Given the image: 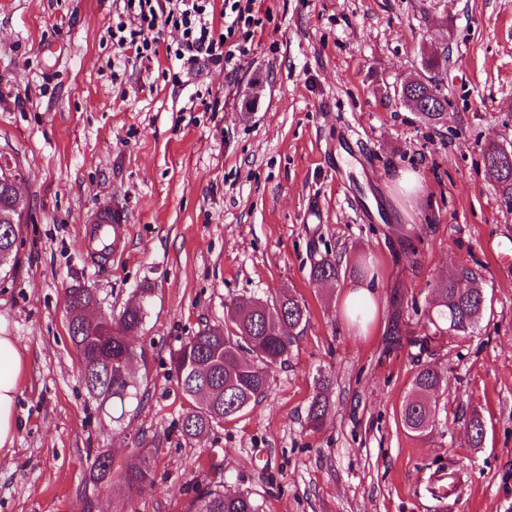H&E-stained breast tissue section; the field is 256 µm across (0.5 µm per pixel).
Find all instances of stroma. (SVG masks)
Wrapping results in <instances>:
<instances>
[{
	"instance_id": "obj_1",
	"label": "stroma",
	"mask_w": 512,
	"mask_h": 512,
	"mask_svg": "<svg viewBox=\"0 0 512 512\" xmlns=\"http://www.w3.org/2000/svg\"><path fill=\"white\" fill-rule=\"evenodd\" d=\"M266 29L237 72L206 62L173 84L165 57L112 70L113 0H0V155L22 173L17 261L0 279V327L22 355L18 431L0 457V512H186L222 484L263 512H512V207L487 173L489 143H512V0H262ZM447 50L442 123H422L401 87ZM210 94L216 112L184 105ZM349 137L355 155L330 149ZM408 171L424 192L407 215L389 198ZM108 201L130 232L123 259L90 266L83 226ZM375 266L368 332L343 314L349 269ZM336 284L312 281L322 257ZM469 268L493 300L471 336L421 343L433 286ZM96 292L104 313L146 300L133 341L136 398L101 408L81 377L65 291ZM292 290L309 309L290 358L238 418L190 439L171 359L242 295ZM406 333L388 346L393 316ZM420 365L448 377L432 432L400 406ZM330 408L311 428L319 379ZM479 411L483 447L466 421ZM147 452L155 482L94 490ZM454 467L447 501L428 474Z\"/></svg>"
}]
</instances>
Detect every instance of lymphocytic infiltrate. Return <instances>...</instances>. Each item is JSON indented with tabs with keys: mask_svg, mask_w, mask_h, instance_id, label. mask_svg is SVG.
Segmentation results:
<instances>
[{
	"mask_svg": "<svg viewBox=\"0 0 512 512\" xmlns=\"http://www.w3.org/2000/svg\"><path fill=\"white\" fill-rule=\"evenodd\" d=\"M116 21L109 26L113 65L130 58L152 60L166 55L172 82L199 61L236 71L255 52L256 37L264 29L256 0H224L216 11L214 0H119ZM177 33L169 42L168 33Z\"/></svg>",
	"mask_w": 512,
	"mask_h": 512,
	"instance_id": "lymphocytic-infiltrate-1",
	"label": "lymphocytic infiltrate"
}]
</instances>
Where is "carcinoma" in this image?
Here are the masks:
<instances>
[{"mask_svg":"<svg viewBox=\"0 0 512 512\" xmlns=\"http://www.w3.org/2000/svg\"><path fill=\"white\" fill-rule=\"evenodd\" d=\"M445 56L436 54L424 61L427 75L402 87V94L419 97L425 108L420 117L438 124L444 115L446 99L440 93ZM483 163L501 192L512 206V160L507 149L498 143L488 145ZM18 169L0 166V251L11 246L7 230L19 237L23 211L18 209V195L9 181L18 179ZM339 265L329 258L318 261L311 269L317 283H333L339 279ZM431 313L427 314L429 330L425 339L444 335H471L485 313L492 309V299L469 269L448 276L433 288ZM94 293L89 288L72 287L66 293L69 305L83 315L68 326L70 339L79 354V368L89 394L100 405L122 401L137 394L132 364L136 353L128 350L127 338L140 331L146 316L144 302L124 307L112 316V328L102 334L103 325L92 307ZM304 301L291 291L270 300L239 297L225 305L224 326L198 329L172 359L173 369L181 385L186 407L181 415V431L191 439L207 434L225 420L240 416L262 398L269 385L271 366L287 360L294 343L307 322ZM448 378L430 366L419 368L400 411L406 431L422 436L435 426L439 415V391ZM329 401L322 387L316 388L307 409L310 426L317 427L328 412ZM471 444L479 448L485 440V426L475 413L466 424ZM112 475V456L101 451L96 455L90 478L100 483ZM131 493H142L154 481L152 457H131L122 475ZM187 512H259L258 505L247 493L226 494L216 484L194 489Z\"/></svg>","mask_w":512,"mask_h":512,"instance_id":"obj_1","label":"carcinoma"}]
</instances>
